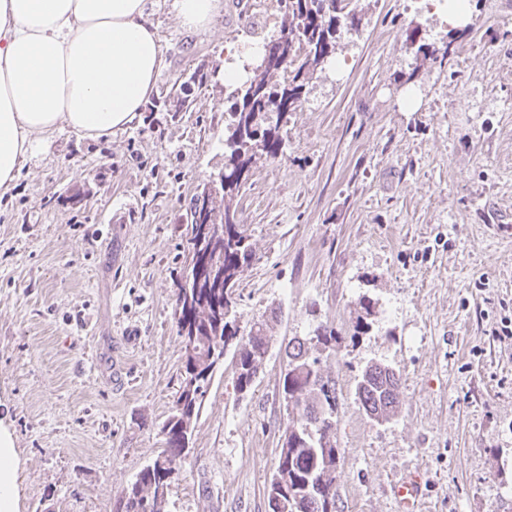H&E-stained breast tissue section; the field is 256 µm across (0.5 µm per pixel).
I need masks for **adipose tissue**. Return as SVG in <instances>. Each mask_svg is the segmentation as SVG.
<instances>
[{"instance_id": "obj_1", "label": "adipose tissue", "mask_w": 512, "mask_h": 512, "mask_svg": "<svg viewBox=\"0 0 512 512\" xmlns=\"http://www.w3.org/2000/svg\"><path fill=\"white\" fill-rule=\"evenodd\" d=\"M147 0H0V192L62 128L109 137L157 92ZM20 457L0 424V512H19Z\"/></svg>"}]
</instances>
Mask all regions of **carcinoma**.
Segmentation results:
<instances>
[{
	"label": "carcinoma",
	"instance_id": "1",
	"mask_svg": "<svg viewBox=\"0 0 512 512\" xmlns=\"http://www.w3.org/2000/svg\"><path fill=\"white\" fill-rule=\"evenodd\" d=\"M282 10L279 34L265 40L252 75L231 96L228 135L224 139V189L220 196L194 194L182 215L187 224L188 252L194 265L180 269L176 280L175 319L181 339L184 378L163 426L165 448L143 468L126 494L125 512H165L156 490L181 468L186 444L207 393L214 369L202 360L213 348L234 347L236 387H251L268 355L273 336L268 322L256 320L241 330L240 315L225 317L229 294L235 292L252 258L250 235L240 224L237 198L248 174L262 157L283 151L280 123L304 102L306 86L336 55L341 26L355 27L360 18L351 0H278ZM276 111L274 123L268 113ZM222 221L224 233L207 221ZM327 348L336 341L334 329L323 322L311 335L295 337L285 348L282 395L288 428L281 435L288 454H278L267 489L269 512H338L336 486V384L324 376L321 359L310 353L309 340ZM399 372L383 362L363 369L356 394L368 415L393 418L399 406Z\"/></svg>",
	"mask_w": 512,
	"mask_h": 512
}]
</instances>
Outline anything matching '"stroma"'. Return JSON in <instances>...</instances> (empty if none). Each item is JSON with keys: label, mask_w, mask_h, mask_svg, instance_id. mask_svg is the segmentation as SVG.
Here are the masks:
<instances>
[{"label": "stroma", "mask_w": 512, "mask_h": 512, "mask_svg": "<svg viewBox=\"0 0 512 512\" xmlns=\"http://www.w3.org/2000/svg\"><path fill=\"white\" fill-rule=\"evenodd\" d=\"M339 68L288 113L277 158L238 198L253 256L235 292L241 327L271 321L274 344L249 392L235 359L214 372L166 512H269L267 485L288 424L282 345L316 305L337 340L343 512H397L390 492L427 471L419 512H512V0H477L443 61L431 0H353ZM161 38L158 94L112 137L61 131L0 194V417L23 461L21 512H124L163 449L184 378L174 318L187 250L180 221L224 167L221 68L276 0H224L209 30L149 0ZM207 78L181 111L173 85ZM376 314L362 334L361 300ZM379 360L399 370V410L380 424L356 394Z\"/></svg>", "instance_id": "stroma-1"}]
</instances>
